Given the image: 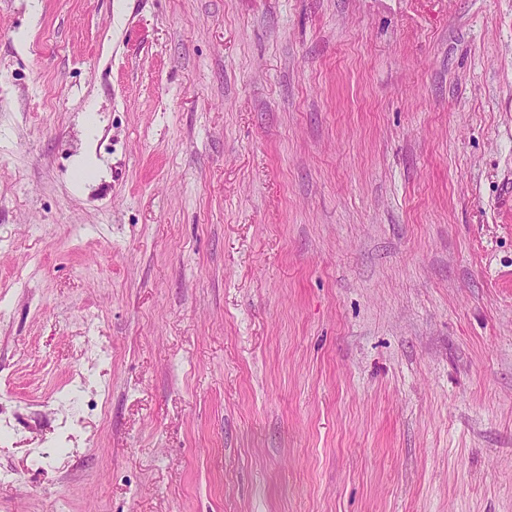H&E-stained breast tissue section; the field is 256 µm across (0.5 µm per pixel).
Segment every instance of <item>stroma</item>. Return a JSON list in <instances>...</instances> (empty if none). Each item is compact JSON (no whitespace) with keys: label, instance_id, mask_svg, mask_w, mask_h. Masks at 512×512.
<instances>
[{"label":"stroma","instance_id":"35a3bbf8","mask_svg":"<svg viewBox=\"0 0 512 512\" xmlns=\"http://www.w3.org/2000/svg\"><path fill=\"white\" fill-rule=\"evenodd\" d=\"M0 512H512V0H0Z\"/></svg>","mask_w":512,"mask_h":512}]
</instances>
